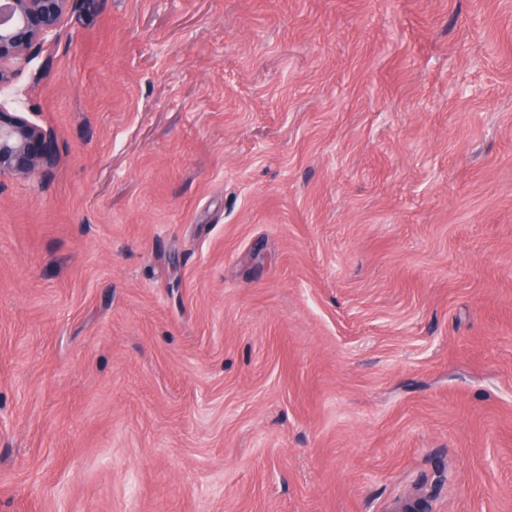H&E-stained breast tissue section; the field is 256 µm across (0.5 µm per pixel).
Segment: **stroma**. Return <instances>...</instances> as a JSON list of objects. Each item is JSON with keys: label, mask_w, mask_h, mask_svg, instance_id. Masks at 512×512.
<instances>
[{"label": "stroma", "mask_w": 512, "mask_h": 512, "mask_svg": "<svg viewBox=\"0 0 512 512\" xmlns=\"http://www.w3.org/2000/svg\"><path fill=\"white\" fill-rule=\"evenodd\" d=\"M0 107V512H512V0H75ZM24 114L0 107V176L47 172L56 162L53 134Z\"/></svg>", "instance_id": "obj_1"}]
</instances>
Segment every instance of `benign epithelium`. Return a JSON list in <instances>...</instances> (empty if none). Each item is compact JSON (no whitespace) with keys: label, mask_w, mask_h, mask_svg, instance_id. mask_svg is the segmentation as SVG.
I'll list each match as a JSON object with an SVG mask.
<instances>
[{"label":"benign epithelium","mask_w":512,"mask_h":512,"mask_svg":"<svg viewBox=\"0 0 512 512\" xmlns=\"http://www.w3.org/2000/svg\"><path fill=\"white\" fill-rule=\"evenodd\" d=\"M73 0H0V86L11 81L10 64H22L58 36ZM56 162L53 134L22 112L0 107V176L49 171Z\"/></svg>","instance_id":"benign-epithelium-1"}]
</instances>
